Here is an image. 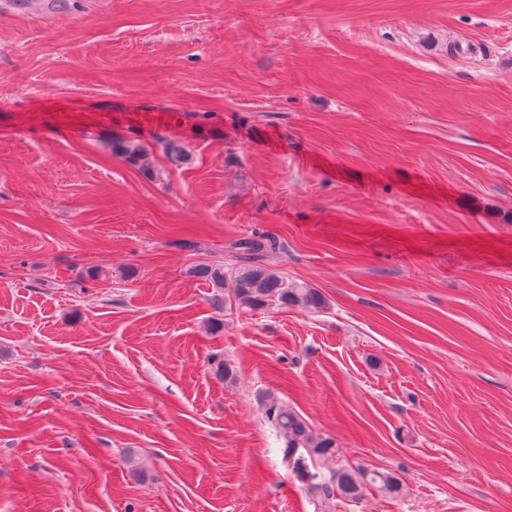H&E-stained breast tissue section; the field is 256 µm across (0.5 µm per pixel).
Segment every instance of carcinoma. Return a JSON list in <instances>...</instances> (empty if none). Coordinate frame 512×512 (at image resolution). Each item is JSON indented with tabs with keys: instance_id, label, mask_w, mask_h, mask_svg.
<instances>
[{
	"instance_id": "obj_1",
	"label": "carcinoma",
	"mask_w": 512,
	"mask_h": 512,
	"mask_svg": "<svg viewBox=\"0 0 512 512\" xmlns=\"http://www.w3.org/2000/svg\"><path fill=\"white\" fill-rule=\"evenodd\" d=\"M278 249L269 236L250 237L238 244L243 264L231 272L220 267H196L193 273L223 287L227 278L234 281V295L239 308L255 311L272 305L319 309L324 306L322 294L304 284L290 281L267 263L269 254ZM263 408L266 419L286 441L285 458L292 463L294 474L307 485L314 497L316 512H331L336 494L357 498L368 487L391 496L403 490L402 479L393 472L368 467L339 468L324 474L322 462L335 457L336 441L313 432L305 420L273 393L265 394Z\"/></svg>"
}]
</instances>
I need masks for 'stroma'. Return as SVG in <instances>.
I'll return each instance as SVG.
<instances>
[{
	"label": "stroma",
	"mask_w": 512,
	"mask_h": 512,
	"mask_svg": "<svg viewBox=\"0 0 512 512\" xmlns=\"http://www.w3.org/2000/svg\"><path fill=\"white\" fill-rule=\"evenodd\" d=\"M53 2L0 0V512H314L266 391L404 481L334 512H512V0ZM263 235L323 308L192 276Z\"/></svg>",
	"instance_id": "stroma-1"
}]
</instances>
